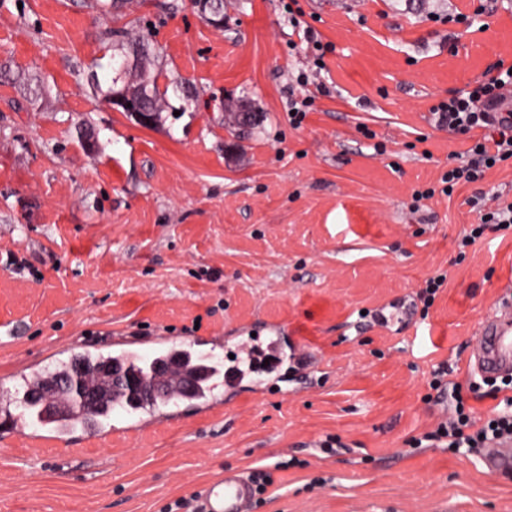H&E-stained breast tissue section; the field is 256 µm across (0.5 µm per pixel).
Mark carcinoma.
Returning <instances> with one entry per match:
<instances>
[{"instance_id":"cac0c4a2","label":"carcinoma","mask_w":512,"mask_h":512,"mask_svg":"<svg viewBox=\"0 0 512 512\" xmlns=\"http://www.w3.org/2000/svg\"><path fill=\"white\" fill-rule=\"evenodd\" d=\"M201 16L210 21L215 11L224 10V0H192ZM133 0H95L96 9L104 14L114 16L122 15L130 10ZM110 53V58L124 57L131 53L134 63L123 78L118 82H112L107 89H102L98 73H92L97 91L102 93V100L109 103L112 94L123 93L139 108L149 112L154 120L161 118L162 112L172 108L169 94H174L183 101L181 110L188 109L197 102V92L183 81L168 78L158 63V55L149 34L138 31L131 33L127 30L112 31V40L105 47ZM115 361L125 372L131 376L134 382L141 388L152 385L154 373V360L137 354L126 355L121 358L98 354L77 355L67 361H62L36 376L24 379L23 394L14 398L16 407H21L37 417L44 424H61L66 428L73 427L76 419L75 405L78 404L72 391L61 390L59 394L63 399V407L46 403L48 383L64 382L74 376V368L80 364L84 367L82 382L89 387L101 379L100 368L109 362ZM182 364L192 373L199 376L195 396L205 397L210 391V381L219 374V369L207 363L206 359L185 350L181 355ZM122 398L116 403L98 401L96 407L88 412L93 418V424L102 425L112 418V412L121 408L129 413L143 411L152 412L172 402L170 398H158L146 400L136 397L130 392L121 391Z\"/></svg>"}]
</instances>
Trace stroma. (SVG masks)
Masks as SVG:
<instances>
[{"instance_id":"1","label":"stroma","mask_w":512,"mask_h":512,"mask_svg":"<svg viewBox=\"0 0 512 512\" xmlns=\"http://www.w3.org/2000/svg\"><path fill=\"white\" fill-rule=\"evenodd\" d=\"M485 5L224 0L218 27L191 0L115 18L91 0H0V395L74 353L116 354L118 338L224 370L253 329L276 358L222 409L117 412L96 440L0 415V512H160L229 469L272 471L251 512H512V468L427 438L453 403L431 389L435 370L476 417L504 407L469 351L512 292V228L457 244L479 217L468 198L512 197V159L439 193L471 141L432 115L512 62V0ZM459 11L473 26L449 22ZM122 28L151 29L195 106L143 127L94 96L89 72L108 75L107 33ZM319 86L293 126L290 102ZM241 105L259 127H225ZM123 421L138 431L114 434Z\"/></svg>"}]
</instances>
